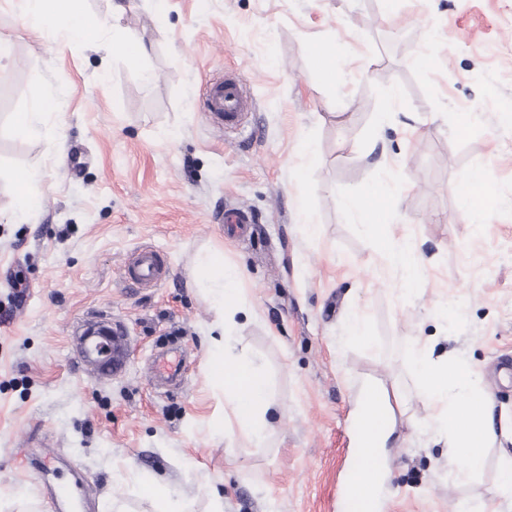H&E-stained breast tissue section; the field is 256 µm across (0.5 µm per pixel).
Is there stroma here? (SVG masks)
Instances as JSON below:
<instances>
[{
  "instance_id": "obj_1",
  "label": "stroma",
  "mask_w": 512,
  "mask_h": 512,
  "mask_svg": "<svg viewBox=\"0 0 512 512\" xmlns=\"http://www.w3.org/2000/svg\"><path fill=\"white\" fill-rule=\"evenodd\" d=\"M123 26L148 54L131 66L62 30L37 33L19 0H0V172L35 169V207L6 222L0 180V309L23 271L27 296L0 318V499L7 512H66L68 482L84 512H159L136 484L148 474L195 512H337L354 448V398L368 374L405 395L408 422L386 449L382 512H456L491 498L496 449L469 483L443 471L444 443L418 425L409 349L436 342L463 356L496 406L512 409V0H125ZM325 46L335 83L309 52ZM253 109L240 128L215 129L202 88L225 72ZM46 97L58 108L35 134L15 113ZM314 142L305 163L299 150ZM489 167L486 219L458 216L455 192ZM391 191L387 223L424 266L418 295L376 237L339 210L340 197ZM245 207L247 237L228 233L226 208ZM317 224L310 232L309 224ZM165 254L157 286L131 287L124 258ZM241 273L243 308L227 356L264 368L280 406L261 445L227 448L224 394L210 386L216 314L197 285L202 252ZM461 307L463 319L442 306ZM369 343L336 345L352 310ZM93 323L121 325L129 354L97 373L78 338ZM187 356L181 387L149 379L159 347Z\"/></svg>"
}]
</instances>
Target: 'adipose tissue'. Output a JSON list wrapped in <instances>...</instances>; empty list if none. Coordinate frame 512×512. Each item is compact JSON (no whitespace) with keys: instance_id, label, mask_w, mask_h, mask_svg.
<instances>
[{"instance_id":"ef3b65f1","label":"adipose tissue","mask_w":512,"mask_h":512,"mask_svg":"<svg viewBox=\"0 0 512 512\" xmlns=\"http://www.w3.org/2000/svg\"><path fill=\"white\" fill-rule=\"evenodd\" d=\"M26 12L44 28L62 24L68 39L104 48L126 61L137 62L146 52L143 40L134 34L104 43L101 18L91 13L85 0H22ZM387 191L378 190L365 198L338 200L355 223L383 239L392 266L403 271L406 286H413L419 272L416 255L397 239L382 215ZM201 284L209 291L217 313L212 339L216 351L208 374L210 384L224 393V437L228 443L262 442L271 418L278 411L269 382L260 365L247 352L227 359L223 350L230 339L229 312L238 310L241 292L240 274L225 265L223 255L209 252L199 262ZM410 370L419 395L430 407L419 426L426 433L445 438L448 443V469L459 481H469L485 463V451H497L494 502H464L460 512H512V413L494 412L492 399L479 385L475 372L463 359L448 360L435 356L431 345L416 343L410 351ZM377 392L376 401L361 400L360 419L375 431L371 456H379L393 436L396 414L404 402L397 391L388 389L378 376L367 378Z\"/></svg>"}]
</instances>
